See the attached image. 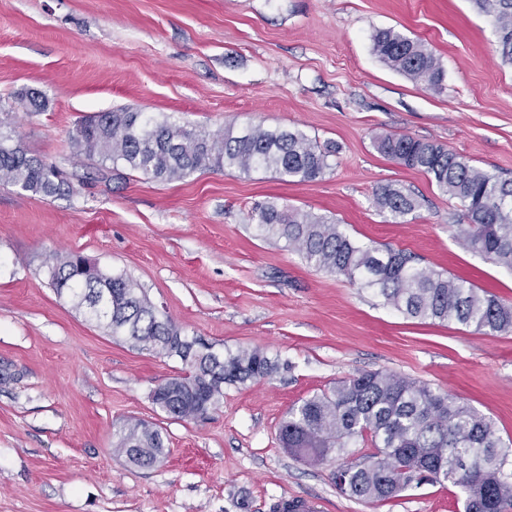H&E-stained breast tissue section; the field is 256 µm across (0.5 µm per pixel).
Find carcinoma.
<instances>
[{
    "label": "carcinoma",
    "instance_id": "cac0c4a2",
    "mask_svg": "<svg viewBox=\"0 0 512 512\" xmlns=\"http://www.w3.org/2000/svg\"><path fill=\"white\" fill-rule=\"evenodd\" d=\"M472 2L493 17L498 52L512 64V0ZM371 41L380 61L441 89L444 69L422 41L393 28L375 31ZM70 147L99 173L120 177L129 170L160 181L235 168L272 171L283 182L305 183L330 168L329 158L336 153L297 128L258 124L210 134L128 108L81 121ZM375 147L400 165L428 174L439 191L457 199L464 212L456 231L460 242L512 270V180L408 135L380 136ZM73 179L0 130V183L58 197L74 192ZM374 204L398 224L419 207L416 198L392 185L375 191ZM251 219L262 235L285 241L308 264L370 290L408 317L458 322L488 336L512 333L511 303L463 278L422 267L403 250L365 245L339 224L275 202L255 208ZM47 268L57 295L67 296L78 308L86 307L90 290L109 293V301L88 314L112 336L179 358V374L152 393L153 404L174 419H204L224 399V384L270 379L280 370L260 349L224 354L198 337L188 338L123 272L97 268L91 273L77 252L55 257ZM368 437L372 450L355 455L352 448ZM280 440L306 462L335 464L339 472L331 475H339L336 487L356 500L387 502L409 489L448 483L458 489L464 512H512V446L502 442L490 419L416 379L359 371L291 408ZM114 447L131 463L149 468L163 453L164 439L159 430L136 422L123 426Z\"/></svg>",
    "mask_w": 512,
    "mask_h": 512
}]
</instances>
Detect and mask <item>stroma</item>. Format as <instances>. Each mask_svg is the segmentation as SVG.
Returning a JSON list of instances; mask_svg holds the SVG:
<instances>
[{
	"instance_id": "1",
	"label": "stroma",
	"mask_w": 512,
	"mask_h": 512,
	"mask_svg": "<svg viewBox=\"0 0 512 512\" xmlns=\"http://www.w3.org/2000/svg\"><path fill=\"white\" fill-rule=\"evenodd\" d=\"M390 27L439 58L441 90L373 54L371 35ZM32 89L43 111L23 108ZM123 107L209 132L299 128L336 153L301 184L229 169L128 171L63 197L0 184V512H271L285 498L317 512H463L449 485L348 498L279 430L302 400L380 370L457 396L512 444V334L409 318L261 236L251 212L274 202L326 217L512 301V270L457 240L459 202L374 146L407 134L512 179V64L492 17L471 0H0V117L27 150L83 175L73 130ZM385 185L419 200L406 223L376 209ZM71 251L133 278L183 334L263 349L283 370L225 385L207 419L168 417L151 393L179 359L109 336L58 296L46 264ZM136 420L164 439L150 468L113 447Z\"/></svg>"
}]
</instances>
